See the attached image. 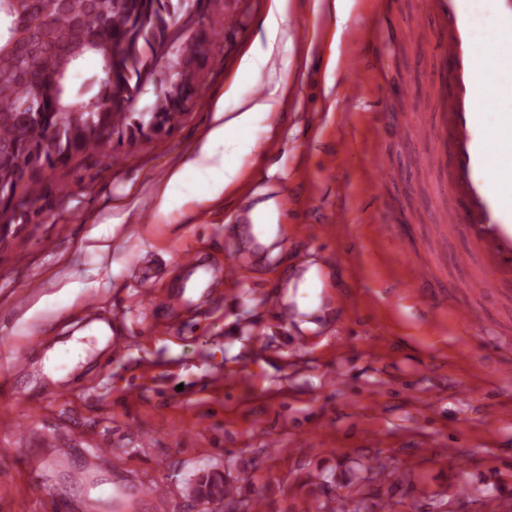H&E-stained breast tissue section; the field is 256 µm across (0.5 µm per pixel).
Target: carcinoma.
<instances>
[{"mask_svg":"<svg viewBox=\"0 0 512 512\" xmlns=\"http://www.w3.org/2000/svg\"><path fill=\"white\" fill-rule=\"evenodd\" d=\"M187 0H57L40 18V0H0V224H22L21 209L43 197L45 173L95 155L112 154V138L136 141L169 131L191 104L192 78L156 69L158 50L171 39ZM72 35L87 42L80 61L53 79L35 82L44 62L67 54ZM174 64L197 70L201 37L189 34ZM92 59L97 73L77 88L73 72ZM24 69L32 79L14 74ZM155 88L150 111L137 109L145 74ZM233 502L218 475L195 483Z\"/></svg>","mask_w":512,"mask_h":512,"instance_id":"cac0c4a2","label":"carcinoma"}]
</instances>
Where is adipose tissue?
I'll return each mask as SVG.
<instances>
[{"mask_svg":"<svg viewBox=\"0 0 512 512\" xmlns=\"http://www.w3.org/2000/svg\"><path fill=\"white\" fill-rule=\"evenodd\" d=\"M268 109L267 103L257 102L242 111L228 112L224 109L223 101H216L212 127L198 155H187L182 164L172 170L163 183L156 186L154 194L159 212L168 213L171 201L177 197L191 196L202 205L223 199L234 183L239 165L225 157L215 158L211 146L233 139L237 141L240 152L250 153L254 142L249 133L257 119L265 116ZM192 174L208 178L204 191L195 195L188 192V177Z\"/></svg>","mask_w":512,"mask_h":512,"instance_id":"1","label":"adipose tissue"}]
</instances>
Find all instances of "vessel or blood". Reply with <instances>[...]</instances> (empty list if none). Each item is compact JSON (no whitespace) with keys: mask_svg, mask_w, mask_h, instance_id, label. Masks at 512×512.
<instances>
[{"mask_svg":"<svg viewBox=\"0 0 512 512\" xmlns=\"http://www.w3.org/2000/svg\"><path fill=\"white\" fill-rule=\"evenodd\" d=\"M426 20L392 28L436 51L437 122L415 117L418 138L435 135L426 167L446 170L448 219L433 226L441 240L462 228L476 265L471 291L512 293V0H424ZM367 53L338 69L341 85H358Z\"/></svg>","mask_w":512,"mask_h":512,"instance_id":"b4317fda","label":"vessel or blood"}]
</instances>
